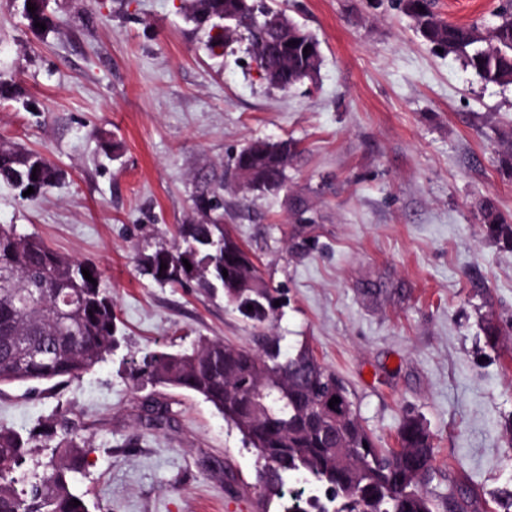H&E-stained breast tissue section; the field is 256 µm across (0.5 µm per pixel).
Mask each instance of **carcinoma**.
Wrapping results in <instances>:
<instances>
[{
  "instance_id": "1",
  "label": "carcinoma",
  "mask_w": 512,
  "mask_h": 512,
  "mask_svg": "<svg viewBox=\"0 0 512 512\" xmlns=\"http://www.w3.org/2000/svg\"><path fill=\"white\" fill-rule=\"evenodd\" d=\"M50 0H20L30 26L51 27ZM36 10L28 11L27 5ZM417 31L432 45L461 59L484 82L512 84V0H500L498 22L482 40L473 38L475 23L438 18L432 0H399ZM424 10H419V7ZM186 17L207 34L211 52L224 46L214 35L224 16L258 54L265 82L289 91L315 82L323 63L320 42L304 25L277 19L286 12L266 0H183ZM308 53H303V50ZM291 153L288 142H255L233 159L234 175L246 172L267 192L285 184ZM60 171L41 153L0 143V181L30 197L54 187ZM223 182L201 181L194 197L199 222L181 224L178 242L150 255L141 273L160 284L194 282L222 291L235 310L257 329L254 346L239 347L201 337L188 351H151L132 362L131 372L154 385L183 389L210 403L242 436L256 457V486L261 512L276 503L279 512H465L454 495L440 504L425 489L433 473L432 435L417 416L403 419L397 448H379L361 424L352 394L336 373L322 365L306 345L288 355L280 337L265 332L277 300L250 254L224 234ZM484 232L495 243L512 247V222L482 207ZM179 274L160 271L161 256ZM188 260L192 269L184 266ZM241 266L242 282L224 281V267ZM91 273L97 284L84 278ZM253 306L248 310L247 306ZM112 291L92 261L58 253L32 234L0 225V386L74 379L93 370L119 345L114 330ZM349 414L329 407L332 397ZM145 425L157 428L169 410L147 405ZM33 436L0 428V512H90L84 495L72 488L80 466V438L66 433L55 444L42 472L26 469ZM306 484L311 495L288 494L289 481ZM80 505L73 506V500Z\"/></svg>"
}]
</instances>
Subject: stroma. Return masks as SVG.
<instances>
[{"mask_svg": "<svg viewBox=\"0 0 512 512\" xmlns=\"http://www.w3.org/2000/svg\"><path fill=\"white\" fill-rule=\"evenodd\" d=\"M320 42L317 86L261 80L246 44L212 55L180 0H51L31 30L0 0V140L63 173L34 199L0 182V224L98 265L120 344L61 383L0 387V427L34 434L40 469L67 431L85 441L75 484L90 512H258L256 464L239 432L194 394L130 376L132 360L197 337L237 346L254 329L223 296L161 285L143 258L173 246L200 179L224 178V229L284 302L267 328L307 343L349 388L380 448L403 418L434 442L436 499L471 492L501 512L512 488V248L485 236L480 206L512 222V85L484 84L437 52L390 0H273ZM495 0H435L436 14L492 26ZM290 141L278 195L232 175L246 144ZM493 320L502 336L485 343ZM169 406L160 427L147 402Z\"/></svg>", "mask_w": 512, "mask_h": 512, "instance_id": "stroma-1", "label": "stroma"}]
</instances>
